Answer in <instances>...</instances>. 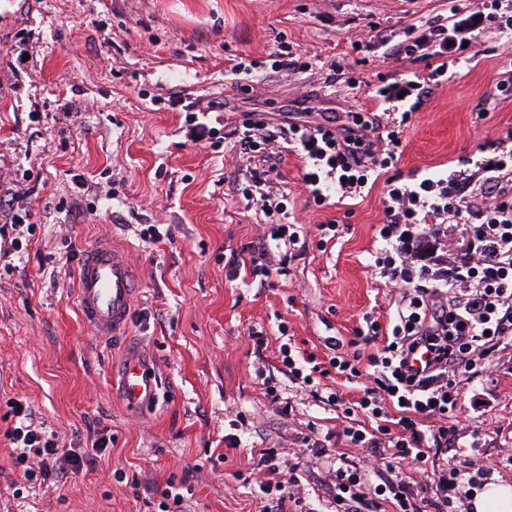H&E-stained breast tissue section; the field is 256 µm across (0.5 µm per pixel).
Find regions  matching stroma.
Returning <instances> with one entry per match:
<instances>
[{
  "label": "stroma",
  "mask_w": 512,
  "mask_h": 512,
  "mask_svg": "<svg viewBox=\"0 0 512 512\" xmlns=\"http://www.w3.org/2000/svg\"><path fill=\"white\" fill-rule=\"evenodd\" d=\"M472 11L468 0H0V197L9 203L0 225L24 213L34 226L24 251L0 240V512H159L155 489L170 479L189 488L188 512H259L266 448L279 462L308 463L300 498L284 512H333L326 482L336 456L355 461L358 451L332 443L308 462L299 435L333 439L336 413L289 379L277 326L320 354L363 313L387 315L390 293L368 268L384 185L349 209L316 207L299 157L277 149L274 185L292 201L306 243L268 279L245 270L230 282L225 263H248L264 226L232 191L245 159L229 140L213 149L207 129L232 130L251 111H379L370 84L426 70L396 56L403 29L432 18L450 25ZM373 23L388 42L370 53L358 41ZM283 40L311 70L271 68ZM237 57L260 62L243 84L224 75ZM509 76L512 37L480 24L413 112L399 172L475 169L480 146L512 127V93L498 90ZM173 94L181 108L170 107ZM215 100L223 110L189 125L187 106ZM330 219L346 229L319 245L316 227ZM145 223L166 239L142 242ZM103 240L126 250L142 282L121 336L94 335L76 309L77 262ZM250 329L266 343L248 339ZM137 348L157 360L162 389L157 406L132 414L111 378ZM464 386L466 423L488 438L463 458H511L512 349L493 379ZM10 398L64 444L86 447L97 429L112 442L66 482L13 497L22 472L6 436ZM232 432L241 446L230 452Z\"/></svg>",
  "instance_id": "stroma-1"
}]
</instances>
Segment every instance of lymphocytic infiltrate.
I'll return each mask as SVG.
<instances>
[{
  "label": "lymphocytic infiltrate",
  "mask_w": 512,
  "mask_h": 512,
  "mask_svg": "<svg viewBox=\"0 0 512 512\" xmlns=\"http://www.w3.org/2000/svg\"><path fill=\"white\" fill-rule=\"evenodd\" d=\"M465 31L437 20L412 24L396 51L432 62L429 73L377 86L385 108L345 120L287 117L278 128L248 113L231 134L250 162L243 199L269 224L250 273L269 277L278 244L299 245L297 219L284 194L271 191L274 143L285 142L304 160L301 182L314 204L359 195L373 175L384 177V222L371 265L375 278L395 294L388 322L363 314L348 339L332 338L327 362L315 353L282 344V361L293 379L309 387L334 376L356 389L326 397L342 420L337 441L361 449L365 464L339 457L331 482L336 512H460L461 502L481 490L490 467L461 461L438 466L441 455L467 440L484 446L486 435L461 418V375L483 377L496 369L497 352L512 347V129L480 148L475 181L467 170L403 179L395 168L403 152L401 127L410 112H395L401 97H421L447 72L449 42L463 44ZM8 432L11 457L33 485L77 472L108 447L104 430L82 450L63 448L54 430L34 426L21 402Z\"/></svg>",
  "instance_id": "1"
}]
</instances>
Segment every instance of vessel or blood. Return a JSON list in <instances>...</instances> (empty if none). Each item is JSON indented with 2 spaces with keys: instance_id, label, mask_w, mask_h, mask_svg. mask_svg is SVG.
I'll list each match as a JSON object with an SVG mask.
<instances>
[{
  "instance_id": "b4317fda",
  "label": "vessel or blood",
  "mask_w": 512,
  "mask_h": 512,
  "mask_svg": "<svg viewBox=\"0 0 512 512\" xmlns=\"http://www.w3.org/2000/svg\"><path fill=\"white\" fill-rule=\"evenodd\" d=\"M140 288L126 255L102 241L88 248L77 270L76 306L83 321L97 335L114 336L131 319ZM115 385L131 409L157 400L159 381L154 363L142 355L129 357Z\"/></svg>"
}]
</instances>
